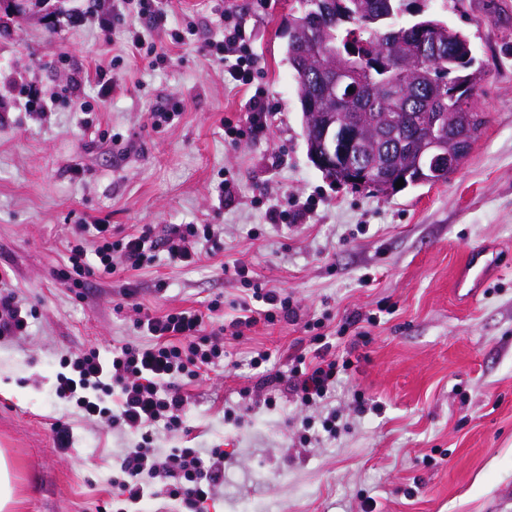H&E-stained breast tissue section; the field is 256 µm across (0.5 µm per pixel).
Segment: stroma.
Wrapping results in <instances>:
<instances>
[{"instance_id": "stroma-1", "label": "stroma", "mask_w": 512, "mask_h": 512, "mask_svg": "<svg viewBox=\"0 0 512 512\" xmlns=\"http://www.w3.org/2000/svg\"><path fill=\"white\" fill-rule=\"evenodd\" d=\"M92 2L29 0L0 26V270L36 311L28 335L0 340V448L17 464L18 512H112L113 467L135 440L56 396L61 357L94 347L106 358L142 341L137 304L158 315L203 311L217 298L216 322L232 318L241 288L224 266L236 260L265 287L287 290L297 317L227 339L224 364L189 388L182 431L156 440L161 453L223 449L224 487L205 512H240L246 501L257 512H512V265L474 300L455 291L470 248L512 253V0H405L402 21L424 10L469 36L488 122L447 181L388 195L332 183L307 156L284 34L298 0H171L155 41L195 24L171 62L125 57L112 66L105 103L85 84L91 127L63 99L49 123H37L14 78L58 91L67 77L111 65L128 35L123 26L101 32ZM228 8L259 56L249 90L226 84L223 64L202 52L223 39ZM256 89L272 109L267 135L230 141L224 123L244 124ZM171 98L182 112L154 128L152 113ZM227 178L232 207L219 202ZM266 191L312 210L297 223L272 222ZM96 218L119 235L139 224H220L224 234L201 243L190 266L161 253L111 281L64 286L55 272L70 229ZM354 314L365 323L337 336ZM319 333L351 366L332 399L336 435L316 443L285 385L260 384L250 360L265 351L287 372ZM246 386L274 405L241 407ZM59 422L73 433L64 451L53 443Z\"/></svg>"}]
</instances>
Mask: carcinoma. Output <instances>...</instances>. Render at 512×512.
Wrapping results in <instances>:
<instances>
[{"mask_svg":"<svg viewBox=\"0 0 512 512\" xmlns=\"http://www.w3.org/2000/svg\"><path fill=\"white\" fill-rule=\"evenodd\" d=\"M317 20L304 6L288 25V60L300 101L307 150L321 146L324 128L336 134L331 181L364 174L382 194L448 179L425 166L433 138L462 144L466 157L486 123L472 100L480 72L469 37L424 16L397 23L404 0H323ZM345 75L329 90L333 73ZM458 91L455 124H448V95Z\"/></svg>","mask_w":512,"mask_h":512,"instance_id":"cac0c4a2","label":"carcinoma"}]
</instances>
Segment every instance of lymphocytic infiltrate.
I'll return each instance as SVG.
<instances>
[{
	"label": "lymphocytic infiltrate",
	"instance_id": "lymphocytic-infiltrate-1",
	"mask_svg": "<svg viewBox=\"0 0 512 512\" xmlns=\"http://www.w3.org/2000/svg\"><path fill=\"white\" fill-rule=\"evenodd\" d=\"M134 17L148 19L151 28L157 29L165 26L168 14L161 0H101L95 13L105 33L117 22ZM219 53L225 79L237 87L251 85L259 61L241 24L225 25ZM219 234L210 224H171L159 235L153 225L144 224L117 238L106 220L77 224L67 243V264L56 277L69 287L80 288L92 275L108 280L140 269L159 250L172 263L191 265L201 258L199 241H215ZM224 273L250 292L239 302L238 316L224 326L207 330L204 313L193 308L158 316L147 313L137 319L136 326L151 337V344L127 342L113 348L106 359L92 349L61 360L64 370L57 376L56 396L74 403L86 419L109 420L138 437L135 446L117 459L120 475L112 481L116 512H135L153 497L156 478L164 479L167 496L189 512H201L224 483L223 449H211L205 457L195 448H174L161 457L153 447L154 430L171 431L182 425L190 399L186 384L223 360L225 336L239 337L259 322L271 323L294 314L287 292L263 288L248 265L228 264ZM330 348L325 335H317L289 374L269 373L265 379L285 384L302 405L321 408L336 390L338 363L329 358Z\"/></svg>",
	"mask_w": 512,
	"mask_h": 512
}]
</instances>
